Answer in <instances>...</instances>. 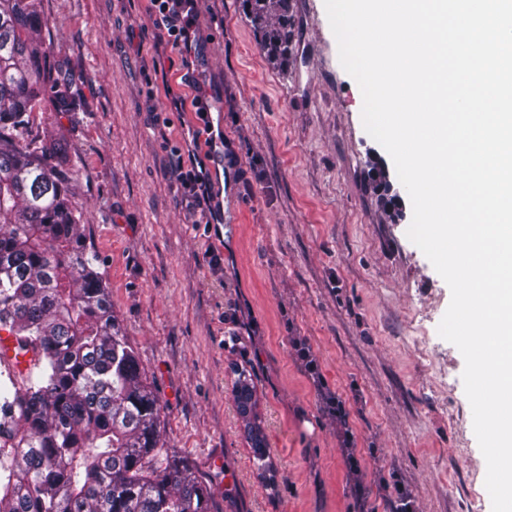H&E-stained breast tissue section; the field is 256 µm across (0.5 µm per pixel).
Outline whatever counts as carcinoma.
Here are the masks:
<instances>
[{"label":"carcinoma","mask_w":512,"mask_h":512,"mask_svg":"<svg viewBox=\"0 0 512 512\" xmlns=\"http://www.w3.org/2000/svg\"><path fill=\"white\" fill-rule=\"evenodd\" d=\"M288 64V0H243ZM41 0H0V512H212L88 259L69 174L32 132L59 97Z\"/></svg>","instance_id":"obj_1"}]
</instances>
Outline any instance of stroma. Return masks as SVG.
Masks as SVG:
<instances>
[{
    "label": "stroma",
    "mask_w": 512,
    "mask_h": 512,
    "mask_svg": "<svg viewBox=\"0 0 512 512\" xmlns=\"http://www.w3.org/2000/svg\"><path fill=\"white\" fill-rule=\"evenodd\" d=\"M289 2L283 67L241 0H198L186 57L146 0H42L67 108L36 113L33 131L61 149L163 438L210 487L214 512H384L382 487L398 483L415 512H492L464 359L438 333L450 289L407 236L410 199L363 127L324 0ZM189 82L238 173L237 219L219 236L194 223L171 174L173 147H193L194 115L165 91ZM379 165L402 196L400 222L384 212ZM296 336L321 382L301 369ZM243 380L259 444L238 415ZM328 392L350 400L369 475L359 492Z\"/></svg>",
    "instance_id": "1"
}]
</instances>
